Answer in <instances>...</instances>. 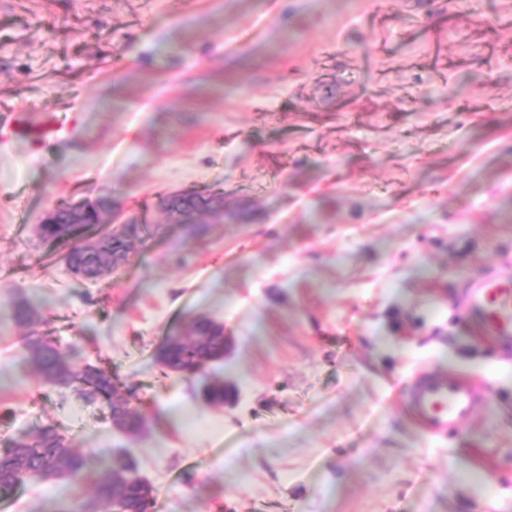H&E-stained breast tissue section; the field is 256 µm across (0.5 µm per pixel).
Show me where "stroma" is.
I'll return each instance as SVG.
<instances>
[{"instance_id": "35a3bbf8", "label": "stroma", "mask_w": 512, "mask_h": 512, "mask_svg": "<svg viewBox=\"0 0 512 512\" xmlns=\"http://www.w3.org/2000/svg\"><path fill=\"white\" fill-rule=\"evenodd\" d=\"M16 111L59 129L0 126V440L52 421L98 458L126 449L153 512H512V344L463 310L471 279L512 272V0H0ZM185 191L222 194L223 221L175 223ZM103 195L155 234L91 282L36 228ZM22 299L141 433L19 368ZM197 314L232 339L212 373L233 406L157 362ZM423 374L484 383L458 434L404 408ZM91 492L32 479L0 512ZM224 394L227 397L225 400ZM201 396L205 403L212 406L230 405L234 401L235 389L225 385L222 380L208 377L201 389Z\"/></svg>"}]
</instances>
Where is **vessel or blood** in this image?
<instances>
[{"mask_svg":"<svg viewBox=\"0 0 512 512\" xmlns=\"http://www.w3.org/2000/svg\"><path fill=\"white\" fill-rule=\"evenodd\" d=\"M468 312L478 318L481 336L512 340V275L495 272L472 280ZM486 387L477 378L421 375L408 388L404 405L430 435L455 432L472 417Z\"/></svg>","mask_w":512,"mask_h":512,"instance_id":"vessel-or-blood-1","label":"vessel or blood"}]
</instances>
